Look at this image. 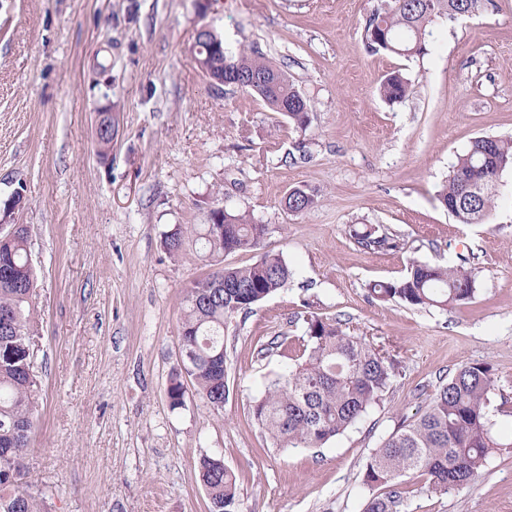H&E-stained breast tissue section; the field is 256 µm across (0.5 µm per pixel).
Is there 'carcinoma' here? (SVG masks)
Listing matches in <instances>:
<instances>
[{
  "label": "carcinoma",
  "instance_id": "obj_1",
  "mask_svg": "<svg viewBox=\"0 0 512 512\" xmlns=\"http://www.w3.org/2000/svg\"><path fill=\"white\" fill-rule=\"evenodd\" d=\"M483 0H383L366 22L363 39L372 52L404 57L430 51L429 27L439 19L477 14ZM194 43L211 78L224 80L259 96L273 111L305 131L310 108L288 75L258 49L227 47L208 31ZM408 80L387 76L379 94L389 102L406 98ZM512 167V140L477 137L456 163L438 193L441 206L461 224H485L496 207L500 176ZM316 202L300 188L284 199L288 211L302 213ZM224 225L212 236L211 225ZM269 228L249 214L224 208L210 212V223L177 225L164 239L167 252L186 255V238L202 241L201 256L221 258L258 248ZM350 236L369 250L393 249L394 238L374 225L362 224ZM30 232L20 224L12 237L0 235V512H40L24 487L21 460L30 448L33 415L39 406L34 374L37 276L29 249ZM294 271L280 255H264L243 267L224 265L187 288L180 318L181 341L190 351L186 372L196 392L214 409L224 407L229 385L224 376V326L240 311L288 284ZM371 296L416 308H448L476 294L467 261L449 267L411 260L399 280L370 285ZM400 374L399 362L365 336L343 329L341 321L313 315L306 321L302 350L253 401L251 414L276 448H318L353 427L389 391ZM496 379L486 365H464L429 396L424 411L384 439L366 463L365 484L383 492L371 496L364 512H400L401 478L424 476L427 490L446 493L471 484L494 448L505 444L492 432L487 416ZM198 476L209 512H237L239 485L235 472L211 456L200 458Z\"/></svg>",
  "mask_w": 512,
  "mask_h": 512
}]
</instances>
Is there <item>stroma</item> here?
Returning <instances> with one entry per match:
<instances>
[{
	"instance_id": "obj_1",
	"label": "stroma",
	"mask_w": 512,
	"mask_h": 512,
	"mask_svg": "<svg viewBox=\"0 0 512 512\" xmlns=\"http://www.w3.org/2000/svg\"><path fill=\"white\" fill-rule=\"evenodd\" d=\"M379 0H0V199L24 188L16 223L30 228L37 272L35 372L42 405L24 460L42 512H208L201 457L222 458L240 485L238 512H363L365 465L415 419L442 379L489 366V416L512 438V169L490 223L460 224L439 204L442 181L479 136L512 138V0L433 26L422 57L368 52L363 28ZM210 27L232 48H259L307 99L296 130L257 95L214 86L191 51ZM410 82L404 101L377 88ZM111 109L99 157L96 114ZM304 157H294L296 143ZM295 188L314 207L282 203ZM269 227L260 247L226 255L245 266L282 255L295 276L228 320L222 410L179 368L183 290L211 273L194 242L164 249L177 224L211 210ZM373 224L397 248L350 236ZM470 259L472 302L440 312L372 299L410 259ZM336 318L403 367L380 406L320 448H276L251 404L282 372L272 337L303 335L310 313ZM402 512H512V448L475 484L447 493L406 477ZM409 89L408 80L400 73L387 76L378 89L382 98L388 102H399L406 98Z\"/></svg>"
}]
</instances>
